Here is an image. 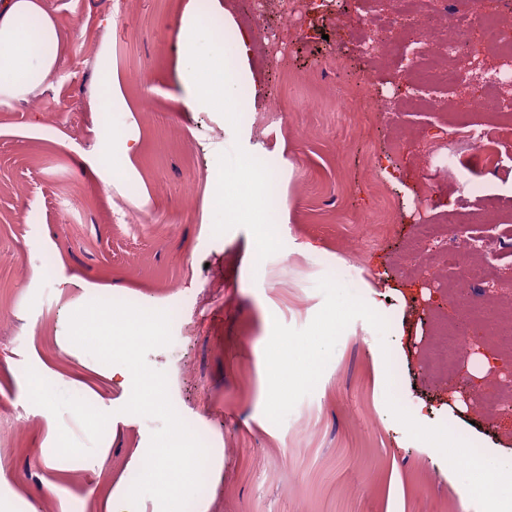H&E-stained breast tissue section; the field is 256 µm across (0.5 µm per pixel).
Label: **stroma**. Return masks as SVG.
Listing matches in <instances>:
<instances>
[{
  "mask_svg": "<svg viewBox=\"0 0 512 512\" xmlns=\"http://www.w3.org/2000/svg\"><path fill=\"white\" fill-rule=\"evenodd\" d=\"M187 0H44L62 36L58 68L27 101L0 105V512H160L156 499L114 496L134 481L133 450L159 420L124 412L131 388L68 337L70 315L106 296L168 312L172 341L149 352L170 400L217 460L202 512H479L441 453L411 438L387 395L421 425L450 423L512 456V389L483 405L512 363V128L490 160L453 134L464 112L399 96L406 69L367 57L359 28L386 27L394 0L326 10L300 0L284 17L266 0L277 49L253 65L255 109L232 120L187 111L178 32ZM118 81L114 127L131 150L104 178L96 112L104 69ZM393 98V111L340 112L336 87ZM462 159L437 170L419 206L430 146ZM289 169V221L260 264L255 224H216L213 174L226 149ZM490 208L497 228L467 261L482 270L457 296L448 250L482 225L443 221L449 205ZM376 225L368 241L359 227ZM437 236L416 260L414 227ZM330 276L392 328L365 320L341 334L314 391L282 424L264 414V349L273 321L306 327ZM466 334L455 368L434 358L439 333ZM493 358L484 367L483 358ZM46 375L52 399L27 379ZM52 451L45 465L43 451Z\"/></svg>",
  "mask_w": 512,
  "mask_h": 512,
  "instance_id": "obj_1",
  "label": "stroma"
}]
</instances>
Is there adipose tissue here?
Wrapping results in <instances>:
<instances>
[{"label":"adipose tissue","instance_id":"adipose-tissue-1","mask_svg":"<svg viewBox=\"0 0 512 512\" xmlns=\"http://www.w3.org/2000/svg\"><path fill=\"white\" fill-rule=\"evenodd\" d=\"M232 21V14L218 0H189L179 38L185 105L222 111L236 119L252 109V101L241 90L253 85L254 76L251 33L239 30L233 45L224 43V27ZM60 59L61 35L43 0H0V105L26 100L46 82ZM217 180L214 223L232 218L259 225L262 243L284 223L281 177L263 160L225 152Z\"/></svg>","mask_w":512,"mask_h":512}]
</instances>
